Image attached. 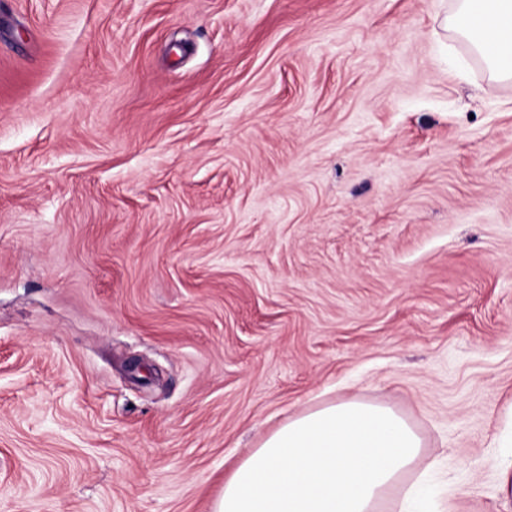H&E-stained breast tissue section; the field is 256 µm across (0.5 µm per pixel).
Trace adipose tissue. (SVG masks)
Returning <instances> with one entry per match:
<instances>
[{
    "mask_svg": "<svg viewBox=\"0 0 512 512\" xmlns=\"http://www.w3.org/2000/svg\"><path fill=\"white\" fill-rule=\"evenodd\" d=\"M444 25L468 41L491 81L512 80V0H453ZM426 460L419 430L356 399L281 424L224 480L214 512H379Z\"/></svg>",
    "mask_w": 512,
    "mask_h": 512,
    "instance_id": "ef3b65f1",
    "label": "adipose tissue"
}]
</instances>
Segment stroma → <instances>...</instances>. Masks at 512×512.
<instances>
[{
	"label": "stroma",
	"instance_id": "obj_1",
	"mask_svg": "<svg viewBox=\"0 0 512 512\" xmlns=\"http://www.w3.org/2000/svg\"><path fill=\"white\" fill-rule=\"evenodd\" d=\"M452 0H0V512H213L340 399L504 512L512 80Z\"/></svg>",
	"mask_w": 512,
	"mask_h": 512
}]
</instances>
